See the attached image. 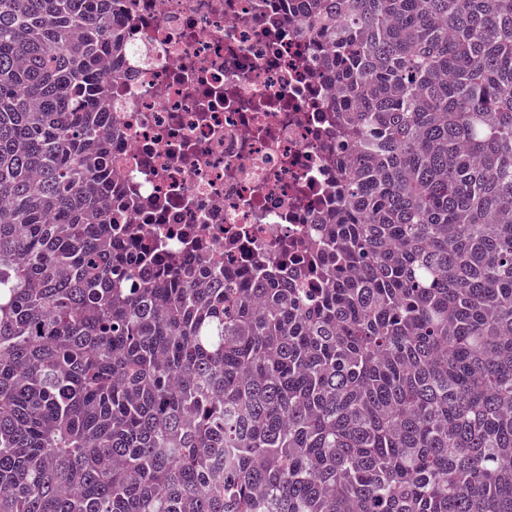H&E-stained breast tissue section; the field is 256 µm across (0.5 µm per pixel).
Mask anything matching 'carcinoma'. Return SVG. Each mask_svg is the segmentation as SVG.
Listing matches in <instances>:
<instances>
[{
  "label": "carcinoma",
  "instance_id": "1",
  "mask_svg": "<svg viewBox=\"0 0 512 512\" xmlns=\"http://www.w3.org/2000/svg\"><path fill=\"white\" fill-rule=\"evenodd\" d=\"M117 0H0V512H512V0H291L338 87L305 270L110 218Z\"/></svg>",
  "mask_w": 512,
  "mask_h": 512
}]
</instances>
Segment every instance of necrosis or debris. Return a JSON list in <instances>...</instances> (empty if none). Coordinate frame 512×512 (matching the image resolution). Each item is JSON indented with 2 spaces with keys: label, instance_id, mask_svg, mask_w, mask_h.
Returning <instances> with one entry per match:
<instances>
[{
  "label": "necrosis or debris",
  "instance_id": "1",
  "mask_svg": "<svg viewBox=\"0 0 512 512\" xmlns=\"http://www.w3.org/2000/svg\"><path fill=\"white\" fill-rule=\"evenodd\" d=\"M113 202L186 262L300 254L332 202L333 84L288 0H120Z\"/></svg>",
  "mask_w": 512,
  "mask_h": 512
}]
</instances>
